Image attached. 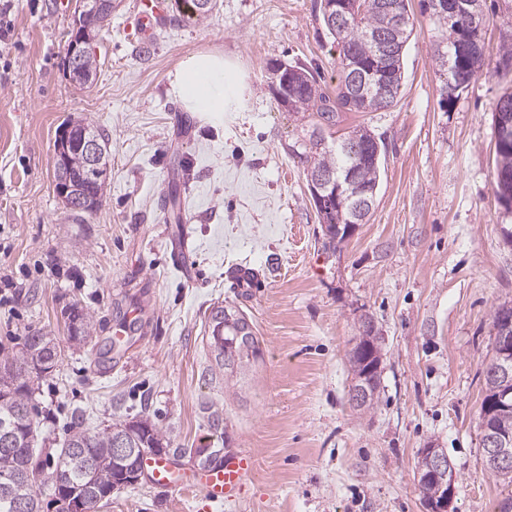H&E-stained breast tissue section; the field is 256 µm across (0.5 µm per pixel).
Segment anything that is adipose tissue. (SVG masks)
I'll list each match as a JSON object with an SVG mask.
<instances>
[{
    "instance_id": "1",
    "label": "adipose tissue",
    "mask_w": 512,
    "mask_h": 512,
    "mask_svg": "<svg viewBox=\"0 0 512 512\" xmlns=\"http://www.w3.org/2000/svg\"><path fill=\"white\" fill-rule=\"evenodd\" d=\"M228 72L223 55L193 54L175 70L170 90L188 111L204 115L222 113L236 95L235 86L225 81Z\"/></svg>"
}]
</instances>
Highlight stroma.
<instances>
[{
    "mask_svg": "<svg viewBox=\"0 0 512 512\" xmlns=\"http://www.w3.org/2000/svg\"><path fill=\"white\" fill-rule=\"evenodd\" d=\"M135 0H112L95 44L93 84L74 86L64 55L71 0H14L0 48V359L25 336H55L56 369L33 383L36 453L61 448L73 426L102 429L142 416L179 463L190 448L246 451L255 470L237 499L171 492L148 480L114 491L99 512H425L417 453L445 448L455 470L449 512H512V481L482 462L483 369L492 313L512 304V212L495 193L493 112L512 72L493 70L512 41V0H485L486 74L443 103L437 33L415 14L394 107L344 114L338 133L368 126L386 146L366 223L326 254L294 146L307 137L270 86L274 62H302L336 91L337 51L316 0H213L202 17L170 0L164 20L131 36ZM224 54L240 95L226 112L184 113L169 88L179 62ZM108 138L100 209L81 221L55 190L62 123ZM181 188V213L163 197ZM187 243L190 270L171 263ZM244 265L258 287L229 282ZM78 303L95 340H67ZM242 309L263 340L237 384L215 371L204 339L214 306ZM132 322L112 360L110 326ZM382 353L374 409L349 403L348 354L362 316ZM129 320V319H128ZM225 430L211 429L209 410Z\"/></svg>",
    "mask_w": 512,
    "mask_h": 512,
    "instance_id": "obj_1",
    "label": "stroma"
}]
</instances>
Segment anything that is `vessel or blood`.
Wrapping results in <instances>:
<instances>
[{
  "instance_id": "b4317fda",
  "label": "vessel or blood",
  "mask_w": 512,
  "mask_h": 512,
  "mask_svg": "<svg viewBox=\"0 0 512 512\" xmlns=\"http://www.w3.org/2000/svg\"><path fill=\"white\" fill-rule=\"evenodd\" d=\"M165 0H137L134 8L135 32L142 33L156 26L163 18ZM143 469L154 485L167 490H198L214 501L238 496L253 471V460L244 453L228 454L223 464L199 468L187 474L178 470L166 458L146 454Z\"/></svg>"
}]
</instances>
